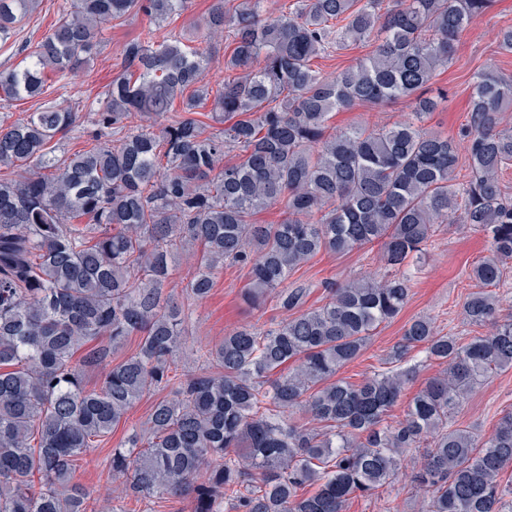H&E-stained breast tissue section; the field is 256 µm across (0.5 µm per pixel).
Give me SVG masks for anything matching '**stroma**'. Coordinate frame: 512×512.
<instances>
[{"mask_svg": "<svg viewBox=\"0 0 512 512\" xmlns=\"http://www.w3.org/2000/svg\"><path fill=\"white\" fill-rule=\"evenodd\" d=\"M211 6L212 0H191L181 14L156 25L141 15L129 18L106 31L104 42L89 64L73 70L64 79L52 81L48 101L79 114L75 130L59 141L56 156L63 159L87 146V133L91 129L89 104L120 72L125 43L146 27H155L157 39H165L169 32L175 31L189 44L208 48L207 79L214 87L222 83L226 75L224 55L229 50L230 41L224 37H207L202 24ZM509 26H512V0H496L487 14L460 36L452 64L440 69L433 81L434 87L443 89L447 98L437 112L427 117L423 124L425 131L460 137L468 120L470 82L478 70L491 67L512 78V52L502 51L497 40L499 30ZM410 111L404 100L384 107L363 103L333 112L329 125L331 129L341 130L366 123H393L404 119ZM491 255L490 244L483 234L459 224L439 225L408 304L395 320L377 329L361 356L340 370V377L356 384L380 369L387 354L399 341L404 324L416 316L433 317L438 329L445 334L466 340L481 335V328L469 325L463 319L461 307L472 289L467 276L469 267ZM382 267V251L375 244L342 255L320 253L296 271L294 278L309 284L308 303L314 307L325 297L323 282L341 283L375 275L381 273ZM247 282L246 270L237 267L225 268L218 275L209 297L195 308L193 332L197 340L217 341L242 325L259 326L280 318V311L273 305L258 309L244 301L242 293ZM154 402V396H145L129 412L127 419L113 429L107 442L79 462L75 480L89 492L91 507H98L104 494L108 460L113 449L124 444L132 429L147 419ZM510 411L512 369L492 375L454 413L453 420L456 425L486 436L498 419ZM420 500V492L409 489L406 478L401 477L370 495L351 498L344 512H418Z\"/></svg>", "mask_w": 512, "mask_h": 512, "instance_id": "obj_1", "label": "stroma"}]
</instances>
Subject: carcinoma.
<instances>
[{
	"instance_id": "obj_1",
	"label": "carcinoma",
	"mask_w": 512,
	"mask_h": 512,
	"mask_svg": "<svg viewBox=\"0 0 512 512\" xmlns=\"http://www.w3.org/2000/svg\"><path fill=\"white\" fill-rule=\"evenodd\" d=\"M39 0H0V43ZM494 0H297L274 21L268 0H214L205 25L229 30L216 88L207 49L172 33L127 42L123 67L91 103V147L59 161L52 142L78 113L51 102L0 124V512H88L77 463L145 395L163 391L127 447L112 449L113 496L160 503L192 496L193 512H343L357 493L390 483L406 462L428 501L422 512H512V412L481 438L451 421L490 376L512 368V318L493 291L512 264V79L483 69L470 88L464 144L423 131L442 95L429 94L461 34ZM188 0H68L53 27L22 45L28 63L0 70V100L42 98L104 42L116 21L154 22ZM363 41L367 58L326 75L313 68ZM181 100L185 116L158 119ZM408 99V119L331 131L332 112ZM223 128L207 131L200 110ZM471 172L455 182L460 160ZM282 202L280 224L252 216ZM486 235L493 256L471 265L464 320L487 332L464 342L427 316L408 321L386 367L354 385L339 377L375 331L396 318L438 224ZM378 243L385 273L326 281V301L288 282L321 251ZM202 247L178 299L172 264ZM248 269L245 300L271 298L283 318L215 343L192 336L193 304L224 267ZM132 335L135 352L101 386ZM446 368L385 423L416 366ZM80 358H75L77 352ZM201 363L173 373L175 358ZM302 414L300 424L295 413Z\"/></svg>"
}]
</instances>
